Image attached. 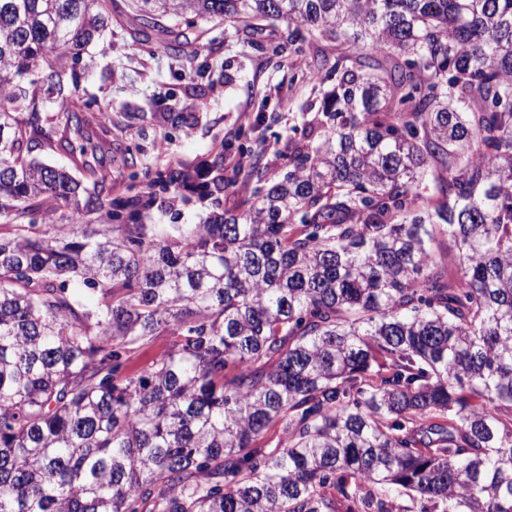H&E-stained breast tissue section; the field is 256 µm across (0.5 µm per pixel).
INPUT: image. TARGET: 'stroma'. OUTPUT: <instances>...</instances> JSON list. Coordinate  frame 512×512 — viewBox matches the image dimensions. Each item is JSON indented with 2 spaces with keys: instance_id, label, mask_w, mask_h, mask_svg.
<instances>
[{
  "instance_id": "obj_1",
  "label": "stroma",
  "mask_w": 512,
  "mask_h": 512,
  "mask_svg": "<svg viewBox=\"0 0 512 512\" xmlns=\"http://www.w3.org/2000/svg\"><path fill=\"white\" fill-rule=\"evenodd\" d=\"M128 0H116L103 35L73 65L77 89L69 100L76 112L112 115V145L133 161H113L106 187L113 198L130 200L144 186V170L183 168L213 183L226 178L223 202L250 194L252 183L232 180L217 158L221 144L228 157L239 150H263L275 175L288 170V139L301 126V111L320 102L321 92L302 83L300 70L277 66L265 38L248 42L220 21L186 27L195 39L192 56H177L133 35ZM273 119H261V109ZM191 112L192 125L163 121V112Z\"/></svg>"
}]
</instances>
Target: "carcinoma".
Here are the masks:
<instances>
[{"instance_id":"1","label":"carcinoma","mask_w":512,"mask_h":512,"mask_svg":"<svg viewBox=\"0 0 512 512\" xmlns=\"http://www.w3.org/2000/svg\"><path fill=\"white\" fill-rule=\"evenodd\" d=\"M110 6L0 0V512H512V0H131L176 54L162 18L220 19L332 81L197 224L152 217L188 171L128 213L71 145ZM171 343L172 337L163 334L155 336L149 343L131 350L126 362V373L134 376L141 375L171 346Z\"/></svg>"}]
</instances>
